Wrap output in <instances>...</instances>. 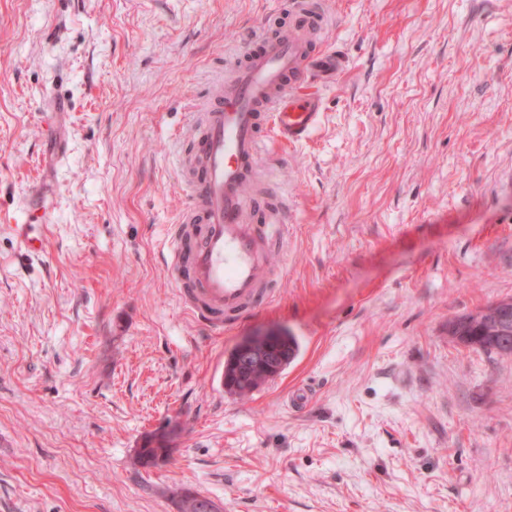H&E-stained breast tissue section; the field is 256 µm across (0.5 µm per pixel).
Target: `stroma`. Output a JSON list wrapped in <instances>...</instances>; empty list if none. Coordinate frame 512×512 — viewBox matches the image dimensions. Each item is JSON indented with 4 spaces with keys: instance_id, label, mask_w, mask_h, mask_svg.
Listing matches in <instances>:
<instances>
[{
    "instance_id": "1",
    "label": "stroma",
    "mask_w": 512,
    "mask_h": 512,
    "mask_svg": "<svg viewBox=\"0 0 512 512\" xmlns=\"http://www.w3.org/2000/svg\"><path fill=\"white\" fill-rule=\"evenodd\" d=\"M338 68L274 300L208 330L166 268L192 105L288 0H0V512H512V358L448 320L512 296V0H322ZM53 209L43 254L13 212ZM296 359L240 399L244 337ZM179 418L171 462L136 448ZM271 345L277 349L280 356V368L278 371L271 373V376L253 375L252 371L242 369L237 364L236 347L233 349L224 363V390L226 393L240 398L247 397L266 382L282 373L297 356L298 343L294 336L283 334L276 338Z\"/></svg>"
}]
</instances>
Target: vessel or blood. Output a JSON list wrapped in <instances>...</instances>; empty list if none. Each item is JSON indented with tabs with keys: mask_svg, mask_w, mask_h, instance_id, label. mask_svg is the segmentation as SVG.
<instances>
[{
	"mask_svg": "<svg viewBox=\"0 0 512 512\" xmlns=\"http://www.w3.org/2000/svg\"><path fill=\"white\" fill-rule=\"evenodd\" d=\"M326 23L320 0H291L287 25L268 20L245 35L228 77L194 114L193 151L178 161L189 202L172 227L167 265L185 308L212 331L268 305L283 275L270 267L268 247L286 240L288 205L265 198L262 222L250 223L244 189L272 179L260 161L265 130L299 144L320 123L308 87L322 74L308 32Z\"/></svg>",
	"mask_w": 512,
	"mask_h": 512,
	"instance_id": "obj_1",
	"label": "vessel or blood"
}]
</instances>
